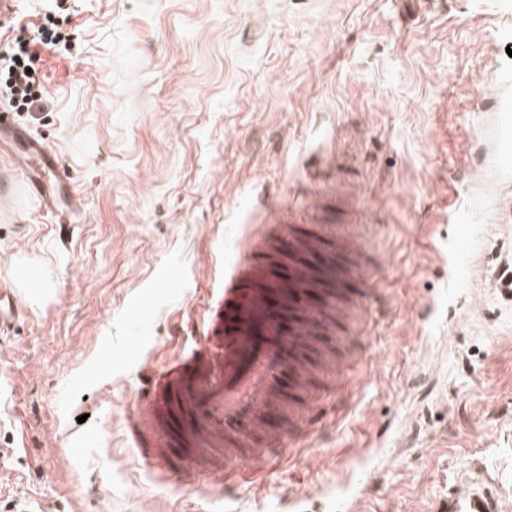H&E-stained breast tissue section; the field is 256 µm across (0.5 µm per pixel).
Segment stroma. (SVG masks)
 <instances>
[{"mask_svg": "<svg viewBox=\"0 0 512 512\" xmlns=\"http://www.w3.org/2000/svg\"><path fill=\"white\" fill-rule=\"evenodd\" d=\"M69 7L14 4L71 34L67 54L42 49L44 108L17 122L82 208L0 197V285L25 260L52 293L0 337V512H288L368 448L384 461L358 512H446L479 472L512 512V188L485 164L484 109L512 0ZM336 178L376 263L364 349L275 458L222 493L172 490L123 427L140 369L179 350L214 252L235 255L256 205L299 206Z\"/></svg>", "mask_w": 512, "mask_h": 512, "instance_id": "stroma-1", "label": "stroma"}]
</instances>
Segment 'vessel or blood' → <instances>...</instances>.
<instances>
[{
    "label": "vessel or blood",
    "instance_id": "obj_1",
    "mask_svg": "<svg viewBox=\"0 0 512 512\" xmlns=\"http://www.w3.org/2000/svg\"><path fill=\"white\" fill-rule=\"evenodd\" d=\"M498 117L512 114V58L493 69ZM0 155L13 185L48 212L78 214L80 203L58 154L0 113ZM339 188L313 196L302 211L264 214L238 258L224 269L191 340L160 367L146 369L145 396L124 426L140 460L161 479L223 475L230 464L256 460V449L282 446L302 434L320 394L341 376L340 349L362 335L354 315L374 294L362 215L337 202ZM29 269L20 285L0 287V335L42 293ZM365 476L336 485V512H355ZM449 512H497L490 489L474 485L448 500Z\"/></svg>",
    "mask_w": 512,
    "mask_h": 512
}]
</instances>
